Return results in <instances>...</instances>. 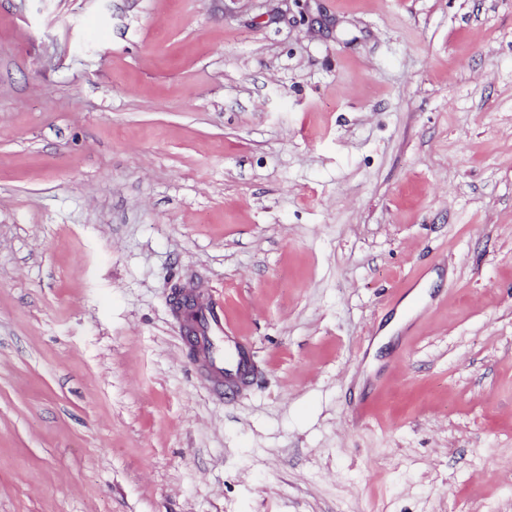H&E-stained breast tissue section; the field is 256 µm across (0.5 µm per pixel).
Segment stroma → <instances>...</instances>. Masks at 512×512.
<instances>
[{
  "mask_svg": "<svg viewBox=\"0 0 512 512\" xmlns=\"http://www.w3.org/2000/svg\"><path fill=\"white\" fill-rule=\"evenodd\" d=\"M0 512H512V0H0ZM185 291L195 298L197 318L192 326L194 334L208 350L207 368L204 374L207 384L212 390L219 389L223 376L224 389L226 387L228 391L247 386L255 370L247 343L237 336H227V328L230 329V327L224 326V312L210 294L204 297L193 289ZM214 333L225 335L224 346L233 355L231 362L224 355L223 349L219 351L210 349V336Z\"/></svg>",
  "mask_w": 512,
  "mask_h": 512,
  "instance_id": "obj_1",
  "label": "stroma"
}]
</instances>
